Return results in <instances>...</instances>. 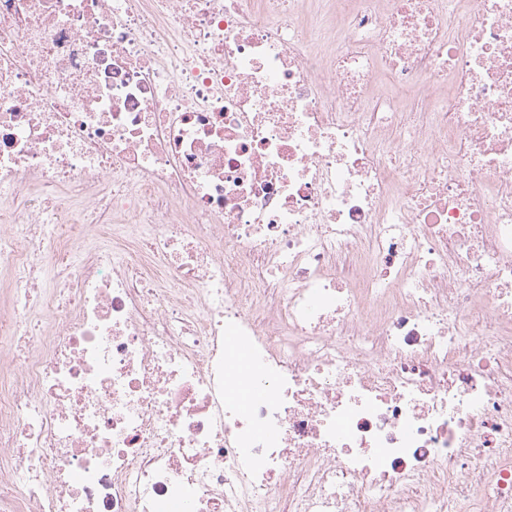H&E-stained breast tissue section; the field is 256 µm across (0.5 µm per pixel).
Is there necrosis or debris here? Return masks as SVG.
<instances>
[{
    "instance_id": "1",
    "label": "necrosis or debris",
    "mask_w": 512,
    "mask_h": 512,
    "mask_svg": "<svg viewBox=\"0 0 512 512\" xmlns=\"http://www.w3.org/2000/svg\"><path fill=\"white\" fill-rule=\"evenodd\" d=\"M0 512H512V0H0Z\"/></svg>"
}]
</instances>
